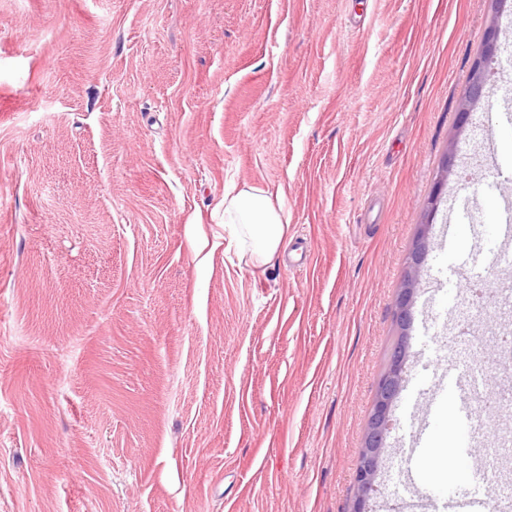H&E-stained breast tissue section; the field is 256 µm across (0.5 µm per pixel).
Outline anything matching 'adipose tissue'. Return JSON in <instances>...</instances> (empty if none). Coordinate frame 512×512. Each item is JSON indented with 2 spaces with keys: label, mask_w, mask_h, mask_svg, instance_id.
<instances>
[{
  "label": "adipose tissue",
  "mask_w": 512,
  "mask_h": 512,
  "mask_svg": "<svg viewBox=\"0 0 512 512\" xmlns=\"http://www.w3.org/2000/svg\"><path fill=\"white\" fill-rule=\"evenodd\" d=\"M225 255L261 269L289 243L290 216L282 199L257 185L230 183L224 188Z\"/></svg>",
  "instance_id": "obj_1"
}]
</instances>
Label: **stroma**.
Instances as JSON below:
<instances>
[{"label":"stroma","instance_id":"obj_1","mask_svg":"<svg viewBox=\"0 0 512 512\" xmlns=\"http://www.w3.org/2000/svg\"><path fill=\"white\" fill-rule=\"evenodd\" d=\"M490 0H0V512H351L395 304ZM282 192L298 257L210 249L224 184ZM488 170L450 183L372 512H412L414 386L464 370Z\"/></svg>","mask_w":512,"mask_h":512}]
</instances>
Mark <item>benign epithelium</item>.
<instances>
[{"label": "benign epithelium", "instance_id": "benign-epithelium-1", "mask_svg": "<svg viewBox=\"0 0 512 512\" xmlns=\"http://www.w3.org/2000/svg\"><path fill=\"white\" fill-rule=\"evenodd\" d=\"M499 27L495 24L489 26L485 37L484 54L473 62L471 80L459 108L458 134L467 131L469 119L475 107L484 98L483 87L488 81L485 67V58L493 57L499 50L500 39L496 37ZM457 150L456 146L449 147L443 158L437 185L433 196L429 200L430 211H437L442 201L443 191L451 177L458 176L457 173ZM431 224H422L415 247L410 256L409 272L403 280L396 299V319L398 325L407 330L412 322V307L418 284L419 270L423 254L427 247ZM408 360V345H402L390 365L389 371L378 383L373 410L369 418L368 431L365 437L364 446L360 452L359 465L354 475V483L357 495L352 512H370V500L378 491L382 469L385 467L383 452L386 447V440L391 423V407L398 396L405 381V365Z\"/></svg>", "mask_w": 512, "mask_h": 512}]
</instances>
